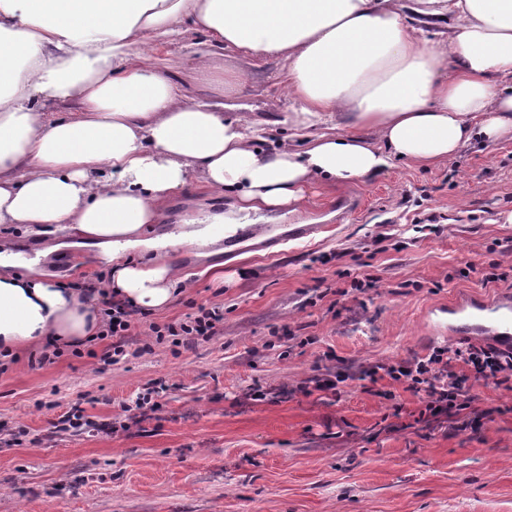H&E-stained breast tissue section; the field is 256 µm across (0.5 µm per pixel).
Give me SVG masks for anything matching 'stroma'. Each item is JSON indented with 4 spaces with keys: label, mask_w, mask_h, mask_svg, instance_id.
Instances as JSON below:
<instances>
[{
    "label": "stroma",
    "mask_w": 512,
    "mask_h": 512,
    "mask_svg": "<svg viewBox=\"0 0 512 512\" xmlns=\"http://www.w3.org/2000/svg\"><path fill=\"white\" fill-rule=\"evenodd\" d=\"M248 76L235 105L269 119L286 111L281 64L226 53ZM512 140L463 149L425 168L396 163L369 181L318 186L299 222L321 232L273 252L222 247L166 254L189 288L149 322L176 323L192 306L224 308V330L173 354L169 344L106 365L64 352L42 365L20 352L0 373V512H512V387L470 380L489 414L455 432L419 417L421 395L371 381L378 361L422 357L454 342L430 338L448 302L487 300L512 284ZM63 282L101 266L73 253L39 266ZM375 277L353 290V279ZM354 373L340 396L305 394L326 371ZM163 380L151 419L129 424L137 394ZM265 400H248L250 392ZM82 402L91 425L52 432ZM116 423L108 435L94 424Z\"/></svg>",
    "instance_id": "obj_1"
}]
</instances>
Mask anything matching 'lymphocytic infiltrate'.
I'll use <instances>...</instances> for the list:
<instances>
[{"mask_svg": "<svg viewBox=\"0 0 512 512\" xmlns=\"http://www.w3.org/2000/svg\"><path fill=\"white\" fill-rule=\"evenodd\" d=\"M86 287L95 295L102 315L97 337L105 341L106 347L101 360L106 364L118 362L127 354L128 338L138 311L116 301L111 291L98 287L95 282H87ZM223 322L224 314L219 308L201 306L178 323L163 326L152 323L148 329L156 340H169L172 347L178 348L211 340L219 335ZM382 371L407 390L424 393V413L429 422L462 431L486 414L478 398L471 394L468 379L490 381L497 386L511 381L512 350L474 344L453 350L437 348L422 358L383 365Z\"/></svg>", "mask_w": 512, "mask_h": 512, "instance_id": "f902f5d3", "label": "lymphocytic infiltrate"}]
</instances>
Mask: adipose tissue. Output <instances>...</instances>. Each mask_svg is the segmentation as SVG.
Instances as JSON below:
<instances>
[{"instance_id":"ef3b65f1","label":"adipose tissue","mask_w":512,"mask_h":512,"mask_svg":"<svg viewBox=\"0 0 512 512\" xmlns=\"http://www.w3.org/2000/svg\"><path fill=\"white\" fill-rule=\"evenodd\" d=\"M445 18L448 35H431ZM200 34L179 75L161 46ZM282 65L292 143L266 152L253 114L225 113L245 75L225 51ZM208 89L188 98L185 81ZM512 136V0H0V224L91 249L109 289L145 311L184 279L165 250L216 225L292 214L316 185L367 181ZM228 198L205 227L157 237L170 201ZM0 240V352L81 347L94 302L19 271Z\"/></svg>"}]
</instances>
